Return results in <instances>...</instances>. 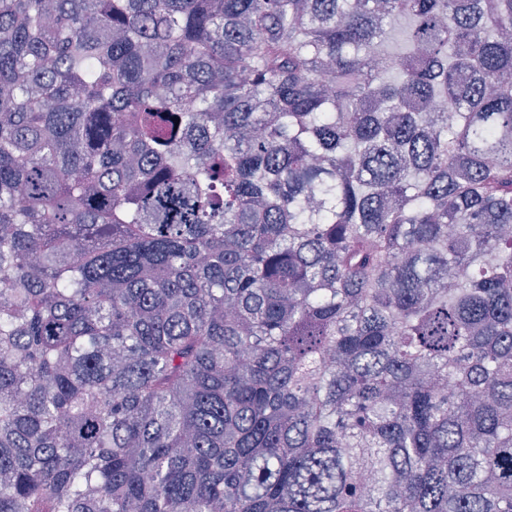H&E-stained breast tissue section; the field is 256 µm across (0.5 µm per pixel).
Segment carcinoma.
I'll use <instances>...</instances> for the list:
<instances>
[{
    "mask_svg": "<svg viewBox=\"0 0 512 512\" xmlns=\"http://www.w3.org/2000/svg\"><path fill=\"white\" fill-rule=\"evenodd\" d=\"M0 512H512V0H0Z\"/></svg>",
    "mask_w": 512,
    "mask_h": 512,
    "instance_id": "obj_1",
    "label": "carcinoma"
}]
</instances>
